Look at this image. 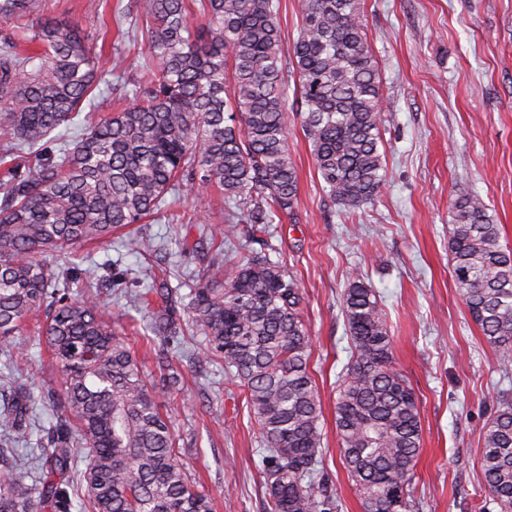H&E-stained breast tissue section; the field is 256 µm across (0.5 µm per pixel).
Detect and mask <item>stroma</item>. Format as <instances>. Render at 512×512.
<instances>
[{
    "label": "stroma",
    "mask_w": 512,
    "mask_h": 512,
    "mask_svg": "<svg viewBox=\"0 0 512 512\" xmlns=\"http://www.w3.org/2000/svg\"><path fill=\"white\" fill-rule=\"evenodd\" d=\"M46 15L90 35L105 33V54L145 52L144 42L117 36L120 8L139 12L140 0H107L87 14L83 0H44ZM367 37L380 66L382 139L389 175L374 204L345 211L327 195L304 135L295 98H288V145L299 177L293 215L251 238L237 226L223 247L209 234L221 223L219 192L185 197L142 223L118 230L110 242L76 249L81 269L103 276L117 264L127 281L147 280L148 267L168 271L178 286L218 254L238 261L254 251L286 264L298 280L302 318L312 340L310 371L323 416L319 469L336 495L338 512H363L339 455L335 407L339 376L350 355L342 296L357 276L383 302L392 336V365L414 388L423 431L407 512H500L485 489L482 436L512 397V369L503 370L455 286L448 249L456 185L481 196L500 242L512 248V0H364ZM156 251L136 253L132 237ZM32 358L17 383L56 386V369L41 355L36 333L18 336ZM205 338L186 329L173 350L181 390L158 392L170 416L181 459L216 512H264V445L222 360L202 356ZM36 404L32 432L16 444L28 474L40 465V437L50 425Z\"/></svg>",
    "instance_id": "obj_1"
}]
</instances>
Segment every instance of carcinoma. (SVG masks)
Segmentation results:
<instances>
[{
  "label": "carcinoma",
  "instance_id": "obj_1",
  "mask_svg": "<svg viewBox=\"0 0 512 512\" xmlns=\"http://www.w3.org/2000/svg\"><path fill=\"white\" fill-rule=\"evenodd\" d=\"M289 51L304 134L330 197L355 212L387 178L379 62L363 23V0H300ZM149 62L134 103L90 121L74 143L44 149L112 75L89 35L44 16L42 0H0V342L38 332L55 361L57 387L45 467L31 478L0 465V512H212L176 448L171 420L148 389L127 333L112 326L97 285L72 249L101 245L140 223L168 197L224 191L228 214L211 240L236 224L252 233L293 214L298 176L288 147L279 4L275 0H142ZM197 11L203 22L190 21ZM449 249L455 284L473 321L512 365V250L484 200L455 189ZM134 292L146 332L169 346L190 322L204 355L239 382L265 446V512H337L318 477L322 406L309 372L311 341L294 275L262 253L197 273L181 314L167 281ZM352 343L336 402L340 455L364 512H404L422 445L415 393L391 361L382 302L362 279L343 293ZM160 380L181 373L156 353ZM35 397L18 386L0 407V433L28 436ZM82 498L74 504L75 460ZM482 467L501 512H512V403L486 425Z\"/></svg>",
  "mask_w": 512,
  "mask_h": 512
}]
</instances>
